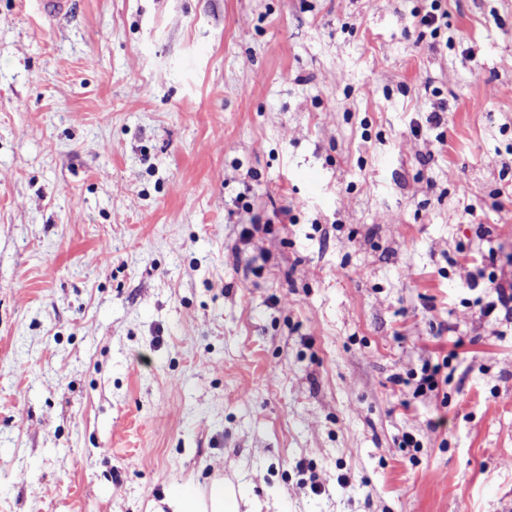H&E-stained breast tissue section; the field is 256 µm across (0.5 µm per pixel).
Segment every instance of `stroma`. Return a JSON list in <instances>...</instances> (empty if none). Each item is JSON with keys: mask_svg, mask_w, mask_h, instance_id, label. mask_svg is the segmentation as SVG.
<instances>
[{"mask_svg": "<svg viewBox=\"0 0 512 512\" xmlns=\"http://www.w3.org/2000/svg\"><path fill=\"white\" fill-rule=\"evenodd\" d=\"M432 6L0 0V512H512V0ZM486 288L487 301L482 304V300L476 303L484 315H489L496 310L504 312V318L512 322V280H498L497 277L488 279ZM167 505L171 512H237L236 499L223 480L214 481L205 493L186 486L170 495Z\"/></svg>", "mask_w": 512, "mask_h": 512, "instance_id": "1", "label": "stroma"}]
</instances>
